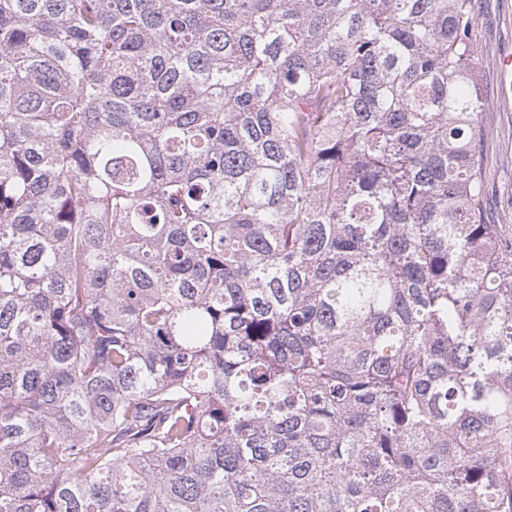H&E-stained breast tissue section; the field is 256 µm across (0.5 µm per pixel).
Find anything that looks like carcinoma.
<instances>
[{
	"label": "carcinoma",
	"mask_w": 512,
	"mask_h": 512,
	"mask_svg": "<svg viewBox=\"0 0 512 512\" xmlns=\"http://www.w3.org/2000/svg\"><path fill=\"white\" fill-rule=\"evenodd\" d=\"M476 19L0 0V512H512Z\"/></svg>",
	"instance_id": "1"
}]
</instances>
